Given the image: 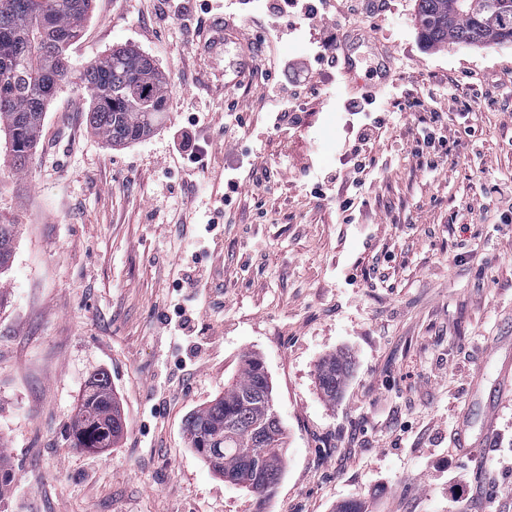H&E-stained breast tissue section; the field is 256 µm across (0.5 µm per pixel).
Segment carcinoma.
Listing matches in <instances>:
<instances>
[{
    "label": "carcinoma",
    "instance_id": "1",
    "mask_svg": "<svg viewBox=\"0 0 512 512\" xmlns=\"http://www.w3.org/2000/svg\"><path fill=\"white\" fill-rule=\"evenodd\" d=\"M0 10V140L15 170L25 169L42 136L45 112L58 86L75 78L91 94L87 122L110 145L140 140L162 120L165 79L153 61L124 45L93 58L72 75L70 48L81 37L92 0H9ZM502 7L497 27L480 31L488 6ZM421 35L435 47L448 41L512 43V0H419ZM15 225L0 224V271L13 256ZM351 368L343 352L324 358L316 377L322 395L336 400ZM272 386L260 359L245 355L224 394L192 412L185 421L191 447L210 468L256 497L262 512L285 459L282 423L266 420ZM123 423L105 373L87 380L76 407L71 446L97 452L112 447Z\"/></svg>",
    "mask_w": 512,
    "mask_h": 512
}]
</instances>
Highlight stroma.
<instances>
[{"label": "stroma", "mask_w": 512, "mask_h": 512, "mask_svg": "<svg viewBox=\"0 0 512 512\" xmlns=\"http://www.w3.org/2000/svg\"><path fill=\"white\" fill-rule=\"evenodd\" d=\"M204 0H93L74 69L128 44L167 83L168 111L143 139L109 147L88 125L91 96L62 85L27 169L0 160V223L16 227L0 274V456L13 479L7 512H255V499L213 473L190 448L187 416L218 394L244 355L260 358L287 433L283 475L264 512H456L449 475L500 492L490 512H512V391L498 373L512 363V224L465 209L481 172L512 173V43L431 48L415 0H391L382 29L362 31L356 75L312 100L300 132L274 129L251 108V66L238 34L215 43L209 27L185 29ZM421 111L442 79L494 77L508 109L471 98L458 111L475 133L436 172L417 167L401 140L411 118L374 145L372 185L359 223L341 224L312 179L334 170L340 114L372 83L379 50ZM240 70L235 84L224 73ZM245 120L225 142L229 106ZM204 117L212 172H192L171 132ZM253 159H245L244 148ZM264 166L277 182L258 223L251 198L225 208L215 260L192 268V224L224 200L217 171L248 180ZM359 275L346 284L347 268ZM197 281L195 324L209 357L166 400L177 336L160 316L177 279ZM348 353L353 369L326 400L316 368ZM112 379L126 428L89 454L66 433L86 380ZM494 420L491 447L479 438ZM465 431L471 455L457 451Z\"/></svg>", "instance_id": "1"}]
</instances>
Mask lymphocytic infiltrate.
Segmentation results:
<instances>
[{"label": "lymphocytic infiltrate", "instance_id": "f902f5d3", "mask_svg": "<svg viewBox=\"0 0 512 512\" xmlns=\"http://www.w3.org/2000/svg\"><path fill=\"white\" fill-rule=\"evenodd\" d=\"M253 9L252 0H243L240 12L226 13L224 23L234 26L248 48L259 52L248 78L261 109L274 113L276 121L296 130L302 126L310 98L317 93L312 80L314 67L335 69L337 51L346 29L380 30L386 19L388 0H269L264 6L267 24L258 35L244 23L247 13ZM301 24L325 33L326 38L316 51L299 58H272V45L283 41ZM375 101V94L368 93L361 101L350 104L346 119L348 132L340 148V166L318 179L311 189L313 197L334 201L338 215L346 224L356 221V211L362 206V192L367 185L363 174L371 164L369 155L375 141L387 128L392 113L386 109L370 111L369 106ZM458 102L457 93H449L445 111L427 114L414 112L413 102L398 104L396 110L414 113V157H422L427 146L444 157L456 154L462 142L461 132L449 130L447 120Z\"/></svg>", "mask_w": 512, "mask_h": 512}]
</instances>
